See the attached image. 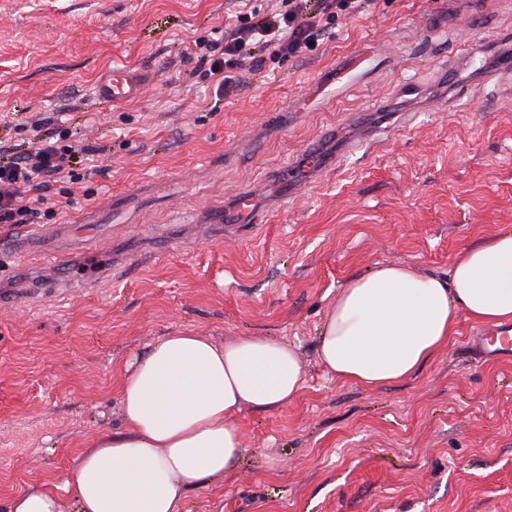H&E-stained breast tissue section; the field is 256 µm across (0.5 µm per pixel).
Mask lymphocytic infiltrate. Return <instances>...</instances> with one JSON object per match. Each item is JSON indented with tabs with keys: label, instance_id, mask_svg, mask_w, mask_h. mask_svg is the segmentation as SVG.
Listing matches in <instances>:
<instances>
[{
	"label": "lymphocytic infiltrate",
	"instance_id": "f902f5d3",
	"mask_svg": "<svg viewBox=\"0 0 512 512\" xmlns=\"http://www.w3.org/2000/svg\"><path fill=\"white\" fill-rule=\"evenodd\" d=\"M361 0H279L272 12L240 18L225 29L223 41L195 40L186 52L206 67L205 77L219 89L235 91L245 69L295 57L331 35L338 21L354 14ZM91 148L72 130L57 126L38 136L28 154L0 145V224H25L53 217L47 202L57 182L76 178Z\"/></svg>",
	"mask_w": 512,
	"mask_h": 512
}]
</instances>
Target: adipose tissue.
Returning <instances> with one entry per match:
<instances>
[{"instance_id": "adipose-tissue-1", "label": "adipose tissue", "mask_w": 512, "mask_h": 512, "mask_svg": "<svg viewBox=\"0 0 512 512\" xmlns=\"http://www.w3.org/2000/svg\"><path fill=\"white\" fill-rule=\"evenodd\" d=\"M463 313L512 321V233L462 252L445 280L387 265L348 281L321 329L320 357L341 380L370 388L399 381L447 345ZM302 386L286 344L164 337L125 369L126 432L97 436L77 459V512H177L188 489L223 478L240 452L234 414L283 406Z\"/></svg>"}]
</instances>
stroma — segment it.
I'll use <instances>...</instances> for the list:
<instances>
[{
	"mask_svg": "<svg viewBox=\"0 0 512 512\" xmlns=\"http://www.w3.org/2000/svg\"><path fill=\"white\" fill-rule=\"evenodd\" d=\"M278 0H0V143L25 153L15 115L75 119L98 146L64 183L63 266L0 275V499L62 487L99 434L127 430L123 370L165 336L280 341L303 387L278 408L246 407L242 451L223 479L188 490L178 512H512V358L477 356L480 324L460 316L448 346L404 380L374 388L331 376L319 336L348 280L388 264L448 277L462 251L512 232V103L461 67L469 96L438 108V73L460 36L497 69L512 0H365L301 56L243 73L225 97L188 43L219 39ZM386 44L379 72L338 99L308 96L349 54ZM151 71L145 96L94 101L116 64ZM421 91L405 95L404 79ZM383 99L385 107L372 108ZM409 112L396 139L352 143L351 114ZM321 155L298 190L279 168ZM253 212H237L240 193ZM240 228L225 236L224 213ZM268 213L267 223L253 221ZM112 277L99 281L101 268ZM71 284L57 294L61 281Z\"/></svg>",
	"mask_w": 512,
	"mask_h": 512,
	"instance_id": "1",
	"label": "stroma"
}]
</instances>
